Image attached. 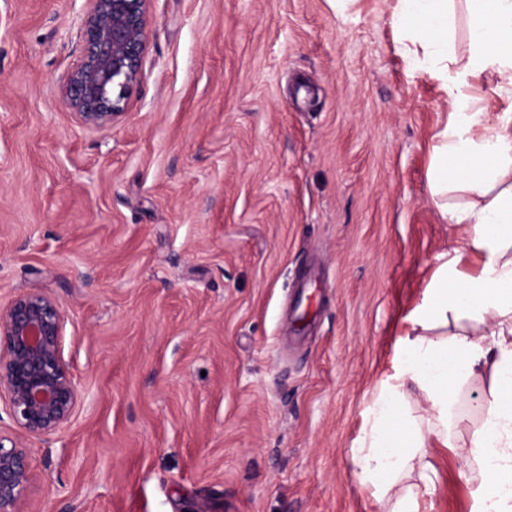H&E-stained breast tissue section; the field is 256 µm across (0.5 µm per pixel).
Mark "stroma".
Listing matches in <instances>:
<instances>
[{
	"label": "stroma",
	"mask_w": 512,
	"mask_h": 512,
	"mask_svg": "<svg viewBox=\"0 0 512 512\" xmlns=\"http://www.w3.org/2000/svg\"><path fill=\"white\" fill-rule=\"evenodd\" d=\"M394 0H150L111 130L59 96L91 0H0V303L65 307L81 401L29 448L20 512H380L364 410L455 230L431 200L450 106ZM432 512H472L431 448Z\"/></svg>",
	"instance_id": "1"
}]
</instances>
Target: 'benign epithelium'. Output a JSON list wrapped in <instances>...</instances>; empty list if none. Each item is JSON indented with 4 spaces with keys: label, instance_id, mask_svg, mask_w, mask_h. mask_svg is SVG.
Instances as JSON below:
<instances>
[{
    "label": "benign epithelium",
    "instance_id": "1",
    "mask_svg": "<svg viewBox=\"0 0 512 512\" xmlns=\"http://www.w3.org/2000/svg\"><path fill=\"white\" fill-rule=\"evenodd\" d=\"M83 21V51L60 86L84 128L104 132L124 113L141 77L150 0H93ZM67 314L45 292L21 291L0 305V404L32 436L62 429L79 394L61 348ZM0 435V512H19L32 474L29 449Z\"/></svg>",
    "mask_w": 512,
    "mask_h": 512
}]
</instances>
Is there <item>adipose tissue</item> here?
<instances>
[{
  "label": "adipose tissue",
  "mask_w": 512,
  "mask_h": 512,
  "mask_svg": "<svg viewBox=\"0 0 512 512\" xmlns=\"http://www.w3.org/2000/svg\"><path fill=\"white\" fill-rule=\"evenodd\" d=\"M392 20L410 70L436 80L451 106L428 179L460 237L409 318L354 465L381 512H426L427 449L460 448L473 512H512V0H396ZM480 81L501 109L473 96ZM482 375L487 389L459 413L463 388Z\"/></svg>",
  "instance_id": "adipose-tissue-1"
}]
</instances>
